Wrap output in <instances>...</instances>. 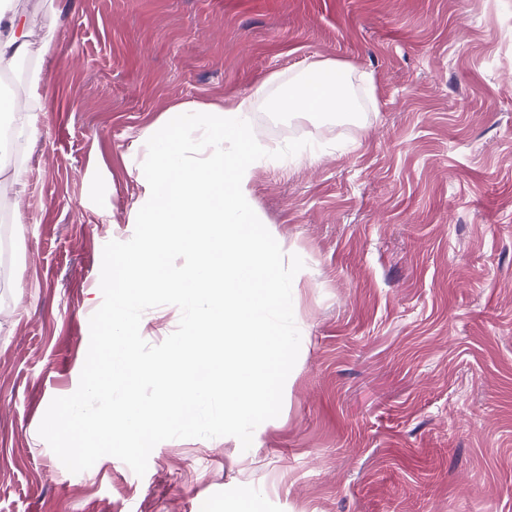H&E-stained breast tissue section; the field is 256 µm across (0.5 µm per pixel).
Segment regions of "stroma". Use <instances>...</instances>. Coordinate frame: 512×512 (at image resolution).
Masks as SVG:
<instances>
[{
  "label": "stroma",
  "instance_id": "1",
  "mask_svg": "<svg viewBox=\"0 0 512 512\" xmlns=\"http://www.w3.org/2000/svg\"><path fill=\"white\" fill-rule=\"evenodd\" d=\"M50 29L0 250V512H512V0H15ZM353 111L285 112L310 63ZM263 96H256L257 88ZM254 97L250 204L285 255L301 335L249 450L172 439L144 476L69 472L38 433L74 393L129 240L139 138L183 101Z\"/></svg>",
  "mask_w": 512,
  "mask_h": 512
}]
</instances>
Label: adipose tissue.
<instances>
[{
    "label": "adipose tissue",
    "mask_w": 512,
    "mask_h": 512,
    "mask_svg": "<svg viewBox=\"0 0 512 512\" xmlns=\"http://www.w3.org/2000/svg\"><path fill=\"white\" fill-rule=\"evenodd\" d=\"M14 0H0V71L13 69L24 58L43 62L55 53L53 35L44 31L29 15L17 13ZM311 81L298 91L289 92L279 101L280 107L291 112L340 113L350 109L343 84L336 79L338 69L331 62L310 65ZM44 81L43 69L29 72L27 83L31 102L23 106L11 95L0 94V176L9 175L20 182L19 170L9 163L18 139L35 140L39 134V116L43 110L39 89Z\"/></svg>",
    "instance_id": "1"
}]
</instances>
